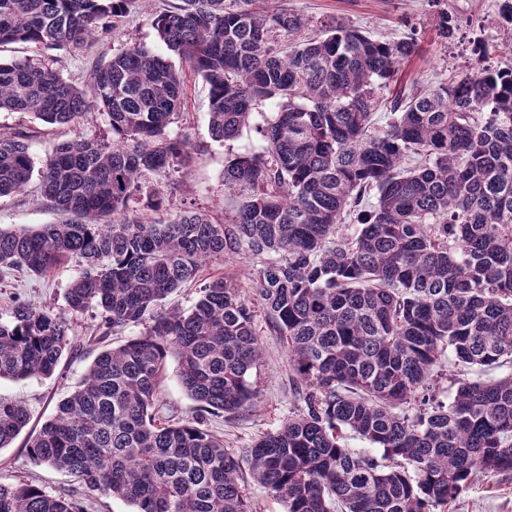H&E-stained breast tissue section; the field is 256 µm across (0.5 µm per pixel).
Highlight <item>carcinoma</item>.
I'll return each mask as SVG.
<instances>
[{
  "label": "carcinoma",
  "instance_id": "obj_1",
  "mask_svg": "<svg viewBox=\"0 0 512 512\" xmlns=\"http://www.w3.org/2000/svg\"><path fill=\"white\" fill-rule=\"evenodd\" d=\"M133 0H0V45L80 52ZM152 26L209 86L211 137L235 140L254 110L259 153L224 164V223L168 214L149 178L192 161L170 134L184 79L151 48L119 49L85 91L48 64L0 61V112L50 125L106 114L112 138L62 142L40 169L22 130L0 133V197L33 176L64 216L0 228V271L44 275L74 263L66 309L16 302L0 315V379L50 378L80 350L69 315L100 312L105 333L143 327L102 350L76 389L25 443L132 512H250L238 459L204 428L256 396V310L231 280L202 283L187 310L163 302L201 263L248 255L267 326L288 350L298 412L249 448L253 480L282 512H448L480 473L512 472V69L474 66L433 89L384 94L416 39L384 40L343 20L319 35L254 0H170ZM160 214L147 219L138 204ZM358 212L351 233L345 219ZM457 372L442 369L444 353ZM196 403L156 422L168 359ZM453 388L439 398L441 379ZM30 413L0 397V448ZM382 451L356 452L345 433ZM0 512H83L30 482L0 481Z\"/></svg>",
  "mask_w": 512,
  "mask_h": 512
}]
</instances>
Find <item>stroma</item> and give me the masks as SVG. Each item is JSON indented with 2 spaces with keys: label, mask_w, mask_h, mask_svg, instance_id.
<instances>
[{
  "label": "stroma",
  "mask_w": 512,
  "mask_h": 512,
  "mask_svg": "<svg viewBox=\"0 0 512 512\" xmlns=\"http://www.w3.org/2000/svg\"><path fill=\"white\" fill-rule=\"evenodd\" d=\"M496 0H260L266 9L286 8L303 15L307 26L303 37L319 34L324 22L340 18L362 30L387 39L414 33L419 44L417 54L409 58L398 75L403 88L435 87L468 70L475 63L493 69L512 67V54L505 50L508 39L495 22ZM447 12L452 29L449 37L437 31L440 12ZM482 41L481 53H474V41ZM144 45L156 52L165 47L156 36L151 21L143 10H132L120 26L103 35L87 51L44 49L17 42L0 47V59L30 58L52 62L62 76L78 87H86L90 66L105 61L116 50ZM187 94L177 131L189 136L193 160L189 167L174 177L171 198L175 208L208 211L217 219L224 216V164L237 154L258 149L259 137L254 128H244L232 142L214 141L208 129L209 92L201 77L186 76ZM16 128L32 137L36 161H43L53 147L82 134L109 135L104 114H89L83 122L71 126L48 125L27 114L0 112V132ZM56 212L40 202L37 183H30L25 196L0 197V228L33 229L41 224L58 222ZM79 269L67 264L47 275L27 271L0 274V315L7 313L16 301H27L55 309L65 305V292L77 277ZM73 334L82 344L77 354H64L57 373L50 378L22 380L1 379L0 396L25 404L31 414L30 428L36 429L49 419L59 400L65 398L83 380L93 359L100 352L97 342L102 332L97 312L89 310L72 318ZM263 357L253 369L250 379L257 396L239 415L210 417L207 428L223 436L225 447L238 458H245L247 448L263 433L275 430L297 411L299 404L288 390V354L278 336L263 330ZM177 363L168 360L166 375L158 388L157 414L161 419H182L191 415L194 404L177 380ZM24 438H17L10 447L0 448V479L7 482L32 481L56 494H69L84 507L85 512H131L127 503L98 497L83 489L69 473L36 466L25 455ZM448 512H512V472L480 475L449 504Z\"/></svg>",
  "instance_id": "1"
}]
</instances>
